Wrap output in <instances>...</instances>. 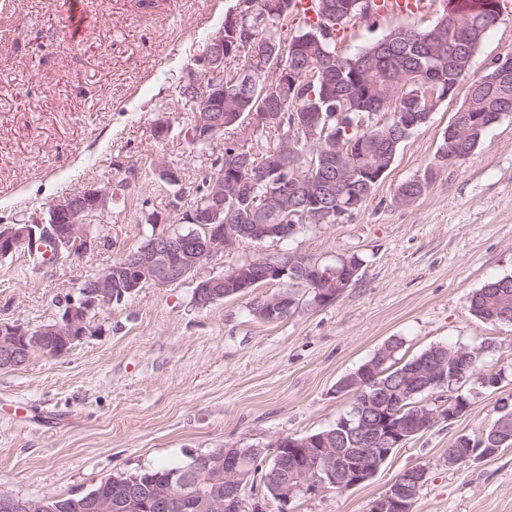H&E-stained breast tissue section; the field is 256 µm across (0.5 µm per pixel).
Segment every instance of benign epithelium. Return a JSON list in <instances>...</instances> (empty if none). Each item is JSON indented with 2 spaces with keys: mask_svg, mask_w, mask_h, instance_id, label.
Listing matches in <instances>:
<instances>
[{
  "mask_svg": "<svg viewBox=\"0 0 512 512\" xmlns=\"http://www.w3.org/2000/svg\"><path fill=\"white\" fill-rule=\"evenodd\" d=\"M445 15L453 19L456 41L464 40L459 20L472 13L493 11V19L500 20L503 9L497 0H446ZM341 13L356 20L367 19L372 13V0H346ZM242 14L231 11L224 18V27L213 35L216 48L207 49L194 59L193 67L185 73L180 94L194 110L212 111L213 99L224 95V82L234 84L236 73L224 75V50L237 54L253 53L256 46L240 40ZM277 81L295 85L298 81H313L315 73H303L284 67L276 61L271 67ZM456 85L450 83L425 86L418 92L415 106L430 111L442 99L455 96ZM229 119L240 126L268 124L278 120L272 112L229 113ZM336 122L340 129L350 120L349 113L337 112L327 118L321 112H309L299 126L298 135L310 143H322L320 135L322 121ZM223 116L199 119L189 130L188 137L207 144L214 139L215 129L223 126ZM292 149V138H287L281 151L272 158L258 164L253 161V151L244 148L235 153L233 166L248 171L250 182L258 187L266 186L267 194L252 201L260 210L275 198L303 200V206L312 210L317 221H323L325 211L317 209L309 198L305 183L300 177L283 178L271 183L269 167L279 166V171L288 173L286 157ZM233 189L236 183H224V177L214 180L210 186V208L204 212H188L185 218L190 228L186 233L162 230L148 238V243L139 251L127 255L122 262L100 273L89 284L79 289V300H66L54 322L31 329L20 322H0V368L16 367L21 358L32 350L44 352L72 340H81L91 330L90 315L112 305L117 298L120 277L130 269L138 272V279L131 283L134 291L142 283H154L160 287L185 280L211 256L233 247L237 243L263 241L272 237H283L297 231L299 224L308 221L307 216L297 213L300 220L291 217L279 224H246L231 226L224 223V188ZM112 202V190L86 187L53 201L48 207V220H36L31 224L0 225V255L6 257L23 244L37 245L45 233L53 235L59 254L72 258L81 256L94 246L86 221L95 213L105 211ZM65 223H60V220ZM357 274L353 259L342 256L333 264L304 255L291 263L269 264L264 260L253 261L245 266L230 269L221 275L199 280L194 296L200 306L214 302L218 293L228 296L251 287L256 276L288 282H309L316 286L311 304L316 307L331 305L350 286ZM296 304L295 296L283 289L270 297L263 305L264 315L270 320L288 313ZM466 348L456 354L448 353L453 362V379H462L475 372L470 359L464 356ZM446 380L444 359L440 355L430 356L415 374V385L421 390L439 388ZM408 385L397 388L379 386L368 399V403L353 412V419L346 422L344 433L359 446H365L363 455L347 461L339 449L321 436L296 439L291 436L277 438L273 445L280 448L281 455L273 466L272 495L282 506L304 494H314L326 484L344 490L356 488L377 473L379 466L372 462L388 458L396 449L409 440L416 431L397 419L396 409L405 395ZM248 476L242 451L231 453H201L186 471H180L163 482L155 484L147 500H142L141 487L137 479L119 482L122 494L112 497L100 493L87 494L79 505L82 512H129L128 507L139 504L142 512H232L240 505L242 485ZM416 467L404 470L393 481L379 501V512H413L414 495L408 485L418 481ZM0 512H57L53 498H23L0 493Z\"/></svg>",
  "mask_w": 512,
  "mask_h": 512,
  "instance_id": "1",
  "label": "benign epithelium"
}]
</instances>
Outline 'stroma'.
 <instances>
[{"mask_svg":"<svg viewBox=\"0 0 512 512\" xmlns=\"http://www.w3.org/2000/svg\"><path fill=\"white\" fill-rule=\"evenodd\" d=\"M66 0H0V224L43 217L53 201L86 186L111 188L112 206L92 214L95 245L64 264L34 266L27 253L0 257V322L36 328L66 298L151 235L182 230L181 219L212 156L183 136L190 107L176 85L237 0H77L87 29L55 37ZM486 34L470 74L512 51V0ZM440 0L416 16L353 21L335 51L356 53L392 29H427ZM464 95L437 105L402 143L369 199L334 224H306L285 240H245L216 254L196 277L144 285L93 319L94 332L56 357L34 353L0 369V491L66 497L110 477L182 466L215 448H261L333 426L350 407L337 382L392 339L400 357L452 344L485 347L481 374L460 388L469 406L397 450L367 483L303 495L292 512H371L396 475L426 473L414 512H512V449L449 466L458 436L480 435L512 406V324L473 316L471 295L512 276V115L486 130L464 163L437 165L436 153ZM170 134L156 138L157 120ZM177 170L169 183L163 167ZM434 176L413 203L399 186L426 168ZM322 262L359 256L356 281L335 304L299 306L267 322L253 310L280 289L269 282L208 307L193 300L197 277L285 252ZM260 470L244 485L247 506L280 512Z\"/></svg>","mask_w":512,"mask_h":512,"instance_id":"stroma-1","label":"stroma"}]
</instances>
